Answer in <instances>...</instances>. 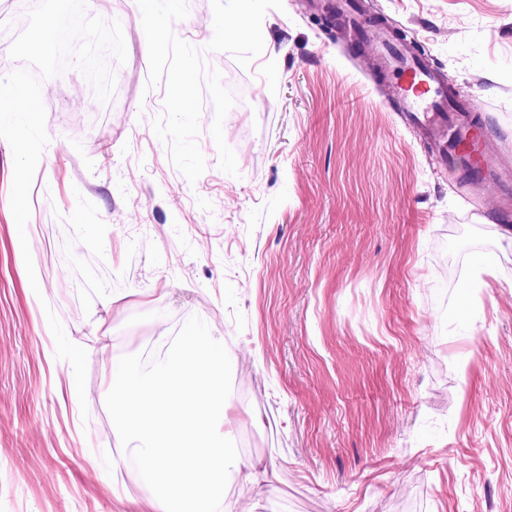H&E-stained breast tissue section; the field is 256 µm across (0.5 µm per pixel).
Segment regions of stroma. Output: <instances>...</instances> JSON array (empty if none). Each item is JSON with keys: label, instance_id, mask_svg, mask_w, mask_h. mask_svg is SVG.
Segmentation results:
<instances>
[{"label": "stroma", "instance_id": "stroma-1", "mask_svg": "<svg viewBox=\"0 0 512 512\" xmlns=\"http://www.w3.org/2000/svg\"><path fill=\"white\" fill-rule=\"evenodd\" d=\"M152 54L76 122L69 68L26 231L0 139V512H127L112 364L151 371L187 326L228 357L232 427L267 472L239 512H512V216L448 182L322 0H156ZM512 151V0H362ZM223 99L224 109L210 103ZM86 349V396L46 313Z\"/></svg>", "mask_w": 512, "mask_h": 512}]
</instances>
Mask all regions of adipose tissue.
I'll use <instances>...</instances> for the list:
<instances>
[{
  "mask_svg": "<svg viewBox=\"0 0 512 512\" xmlns=\"http://www.w3.org/2000/svg\"><path fill=\"white\" fill-rule=\"evenodd\" d=\"M109 384L147 489L138 512H236L231 484L257 480L230 445L223 348L190 327L149 377L118 362Z\"/></svg>",
  "mask_w": 512,
  "mask_h": 512,
  "instance_id": "ef3b65f1",
  "label": "adipose tissue"
}]
</instances>
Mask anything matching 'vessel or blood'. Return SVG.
<instances>
[{
    "label": "vessel or blood",
    "mask_w": 512,
    "mask_h": 512,
    "mask_svg": "<svg viewBox=\"0 0 512 512\" xmlns=\"http://www.w3.org/2000/svg\"><path fill=\"white\" fill-rule=\"evenodd\" d=\"M358 13V0H344L345 32L352 42L375 49L377 72L401 117L439 156L454 184L474 194L500 187V208L512 211V160L477 119L470 102L449 89L438 71L416 54L412 41L379 21L360 25Z\"/></svg>",
    "instance_id": "1"
}]
</instances>
